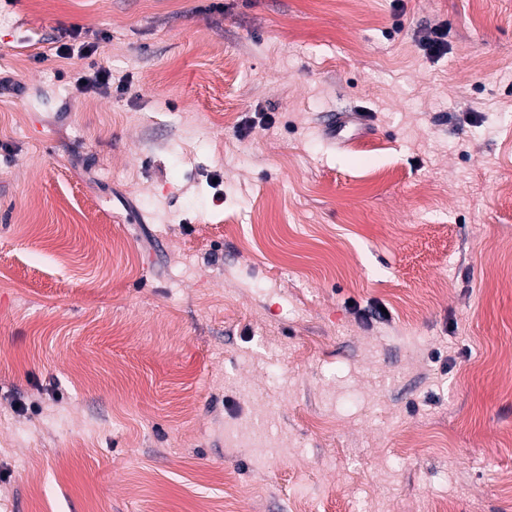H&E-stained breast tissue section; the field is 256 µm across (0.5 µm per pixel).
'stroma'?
Segmentation results:
<instances>
[{
  "instance_id": "obj_1",
  "label": "stroma",
  "mask_w": 512,
  "mask_h": 512,
  "mask_svg": "<svg viewBox=\"0 0 512 512\" xmlns=\"http://www.w3.org/2000/svg\"><path fill=\"white\" fill-rule=\"evenodd\" d=\"M0 69V512H512V0H0Z\"/></svg>"
}]
</instances>
